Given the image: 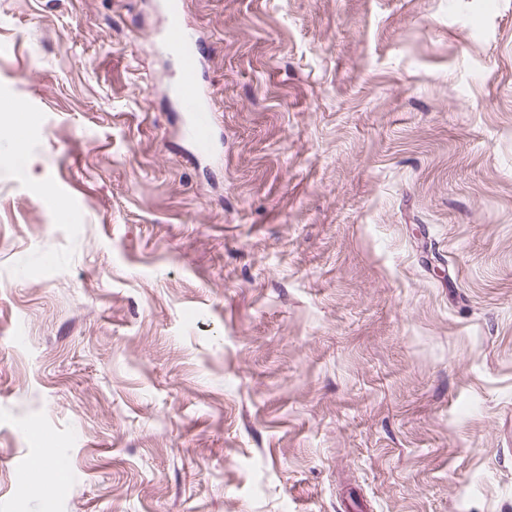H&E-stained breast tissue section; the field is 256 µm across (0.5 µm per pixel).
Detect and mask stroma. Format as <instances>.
I'll return each instance as SVG.
<instances>
[{"label": "stroma", "mask_w": 512, "mask_h": 512, "mask_svg": "<svg viewBox=\"0 0 512 512\" xmlns=\"http://www.w3.org/2000/svg\"><path fill=\"white\" fill-rule=\"evenodd\" d=\"M183 21L204 158L157 0H0V512H512V0ZM158 5L168 21L157 47L172 54L179 66L174 102L188 117L186 132L197 152L206 154L213 137L214 117L202 83L203 48L195 33L181 22L182 0H161ZM36 484H45L48 482L59 481L64 478L63 469L54 461L50 448L37 463V471L32 476Z\"/></svg>", "instance_id": "stroma-1"}]
</instances>
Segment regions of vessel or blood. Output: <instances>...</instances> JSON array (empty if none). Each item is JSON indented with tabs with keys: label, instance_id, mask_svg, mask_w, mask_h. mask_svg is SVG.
I'll list each match as a JSON object with an SVG mask.
<instances>
[{
	"label": "vessel or blood",
	"instance_id": "vessel-or-blood-1",
	"mask_svg": "<svg viewBox=\"0 0 512 512\" xmlns=\"http://www.w3.org/2000/svg\"><path fill=\"white\" fill-rule=\"evenodd\" d=\"M159 8L168 21L157 47L172 54L178 62L174 102L188 117V137L197 152L204 154L212 141L214 117L202 83L203 48L195 33L181 21L182 0H160Z\"/></svg>",
	"mask_w": 512,
	"mask_h": 512
}]
</instances>
